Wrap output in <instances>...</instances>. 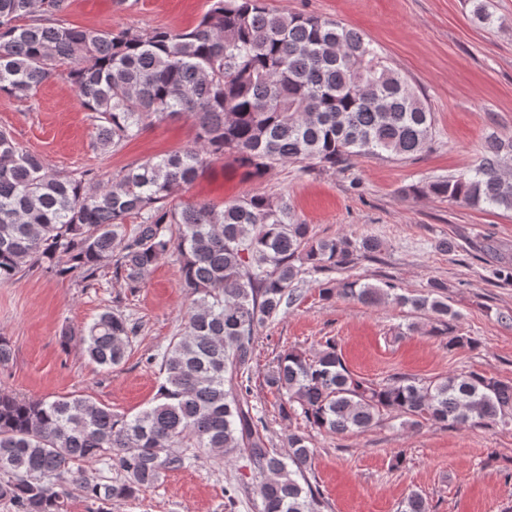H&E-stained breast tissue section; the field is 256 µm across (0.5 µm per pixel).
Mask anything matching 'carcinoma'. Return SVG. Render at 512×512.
Returning a JSON list of instances; mask_svg holds the SVG:
<instances>
[{"instance_id": "obj_1", "label": "carcinoma", "mask_w": 512, "mask_h": 512, "mask_svg": "<svg viewBox=\"0 0 512 512\" xmlns=\"http://www.w3.org/2000/svg\"><path fill=\"white\" fill-rule=\"evenodd\" d=\"M68 0H0V95L33 99L61 75L91 121L92 144L119 150L153 123L186 115L192 145L107 179L52 170L0 130V283L24 269L95 286L100 270L139 287L165 258L180 265L189 301L185 330L160 353L162 382L134 415L80 396L29 400L0 391V500L16 512H64L69 488L94 502L135 498L163 471L205 454L246 457L260 512H321L305 472L309 437L288 436V457L269 447L251 403L249 372L258 330L293 300L305 272L341 267L371 238L315 239L283 197L254 193L218 208L174 203L214 157L228 156L254 178L296 163L348 166L360 157L408 159L433 136L430 108L366 36L315 15L277 13L266 0H208L191 29L86 30L59 20ZM512 141L492 137L459 176L413 185L472 207L512 211ZM139 223L128 227L127 219ZM446 285L419 294L358 279L321 288L373 305L385 299L425 316L430 336L452 351L475 340L456 332ZM137 325L112 309L98 314L80 343L109 371L131 352ZM284 396L282 413L313 430L362 433L397 413L405 424H512V382L477 371L422 381L375 382L353 374L329 338L313 356L291 350L266 375ZM115 470L117 480L87 467ZM398 512H429L410 493Z\"/></svg>"}]
</instances>
